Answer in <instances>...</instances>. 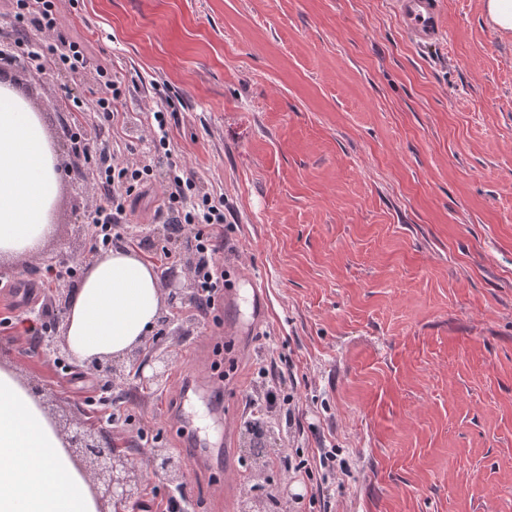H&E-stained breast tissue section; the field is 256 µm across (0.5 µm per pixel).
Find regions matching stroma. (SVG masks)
Returning a JSON list of instances; mask_svg holds the SVG:
<instances>
[{
  "label": "stroma",
  "instance_id": "stroma-1",
  "mask_svg": "<svg viewBox=\"0 0 512 512\" xmlns=\"http://www.w3.org/2000/svg\"><path fill=\"white\" fill-rule=\"evenodd\" d=\"M444 35L414 44L393 0H63L62 32L89 63L40 75L10 68L59 153L54 236L5 260L8 282L47 258L95 260L83 229L89 170L62 130L98 68L125 84L111 148L141 158L147 111H172L170 148L199 190L224 195V254L264 288L265 333L225 344L224 316L201 318L193 290L164 303L142 347L168 350L166 384L117 380L148 441L110 426L136 468L152 449L184 466L194 512H512V35L481 0H441ZM159 190L129 216L141 258L164 273L194 258L154 221ZM213 359L228 407L291 369L300 396L275 447L332 448L342 481L258 471L242 427L225 435L204 402L195 423L226 441L241 478L199 472L169 419L194 358ZM15 370L57 426L103 414L20 329L0 328ZM266 365L268 377L258 373Z\"/></svg>",
  "mask_w": 512,
  "mask_h": 512
}]
</instances>
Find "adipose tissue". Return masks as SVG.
I'll use <instances>...</instances> for the list:
<instances>
[{"label":"adipose tissue","mask_w":512,"mask_h":512,"mask_svg":"<svg viewBox=\"0 0 512 512\" xmlns=\"http://www.w3.org/2000/svg\"><path fill=\"white\" fill-rule=\"evenodd\" d=\"M57 159L38 113L0 88V257L38 251L52 236ZM154 268L128 248L93 261L70 304L63 340L76 362L121 357L158 318ZM0 512H100L85 468L11 368L0 366Z\"/></svg>","instance_id":"adipose-tissue-1"}]
</instances>
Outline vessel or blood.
Here are the masks:
<instances>
[{"label":"vessel or blood","instance_id":"vessel-or-blood-1","mask_svg":"<svg viewBox=\"0 0 512 512\" xmlns=\"http://www.w3.org/2000/svg\"><path fill=\"white\" fill-rule=\"evenodd\" d=\"M395 4L402 24L415 42L426 45L438 39L441 29L438 0H395ZM241 282V287L228 288L223 292L224 335L228 338L254 335L267 313V296L256 278L245 275ZM203 396L209 397L212 410L221 413L225 430H233L237 418L224 409L223 387L205 371L191 373L182 383L174 412L176 421L188 425V406ZM186 445L199 466L207 467L212 441L189 430Z\"/></svg>","mask_w":512,"mask_h":512}]
</instances>
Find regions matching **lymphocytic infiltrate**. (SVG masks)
<instances>
[{
  "label": "lymphocytic infiltrate",
  "mask_w": 512,
  "mask_h": 512,
  "mask_svg": "<svg viewBox=\"0 0 512 512\" xmlns=\"http://www.w3.org/2000/svg\"><path fill=\"white\" fill-rule=\"evenodd\" d=\"M61 0H16L23 24L33 26L52 47L56 60L65 68L77 71L86 67L88 57L84 42L70 39L58 25ZM171 113L162 106L149 114L152 147L151 161L122 160L101 148L98 137L88 133L81 119L69 125L71 140L96 169L90 186L92 203L85 214L96 252L107 250L128 235V214L132 194L152 183L155 164H164L168 177L163 191V205L157 216L164 223L175 224L187 235L197 254L191 269L196 293L191 300L198 313L215 306V294L224 285V269L218 256L224 250V197L200 193L186 173L185 158L170 149ZM298 399L284 392L281 381H273L261 394L247 400L248 416L278 411L287 421H294Z\"/></svg>",
  "instance_id": "lymphocytic-infiltrate-1"
}]
</instances>
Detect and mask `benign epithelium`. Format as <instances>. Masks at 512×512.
<instances>
[{
  "label": "benign epithelium",
  "mask_w": 512,
  "mask_h": 512,
  "mask_svg": "<svg viewBox=\"0 0 512 512\" xmlns=\"http://www.w3.org/2000/svg\"><path fill=\"white\" fill-rule=\"evenodd\" d=\"M164 283L172 300L184 295V289L192 287V284L177 275L164 279ZM37 349L46 357H66V352L60 348L53 332L42 337ZM171 359L172 354L168 350L148 359L137 348L120 361L114 362L110 358L92 359L84 362L81 369L98 372L111 379L133 372L142 381L158 380L166 374ZM63 433L71 452L83 459L94 483L102 487V498L111 505V510L133 512L139 503L143 478L129 462L128 455L112 447L107 431L102 428L94 433L81 419L76 418L64 426ZM150 468L154 473L165 476L169 485L179 490L185 487L186 469L173 466L163 449H153Z\"/></svg>",
  "instance_id": "7a95c632"
}]
</instances>
